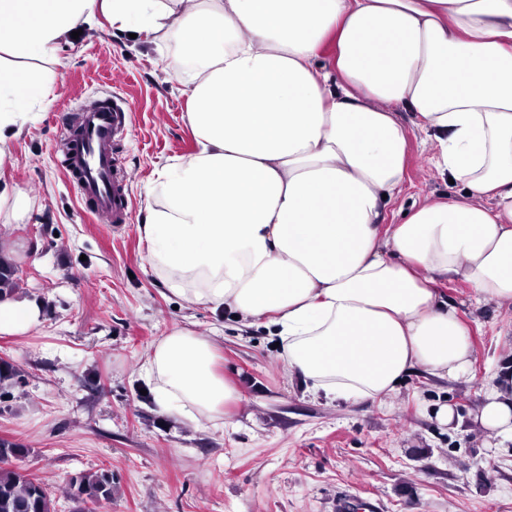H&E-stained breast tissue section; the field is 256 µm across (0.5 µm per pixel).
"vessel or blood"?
<instances>
[{
    "mask_svg": "<svg viewBox=\"0 0 512 512\" xmlns=\"http://www.w3.org/2000/svg\"><path fill=\"white\" fill-rule=\"evenodd\" d=\"M132 109L117 96L81 108L68 133L61 167L89 211L105 224H123L129 202L113 148L128 129Z\"/></svg>",
    "mask_w": 512,
    "mask_h": 512,
    "instance_id": "vessel-or-blood-1",
    "label": "vessel or blood"
}]
</instances>
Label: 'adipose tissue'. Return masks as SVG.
<instances>
[{
    "mask_svg": "<svg viewBox=\"0 0 512 512\" xmlns=\"http://www.w3.org/2000/svg\"><path fill=\"white\" fill-rule=\"evenodd\" d=\"M177 39L197 150L158 173L138 232L174 295L273 328L314 392L361 401L420 369L469 372L467 326L438 289L512 305V0H0V167L48 93L37 64L78 27ZM335 35L330 67L320 47ZM413 113L464 194L385 225ZM0 300V333L40 325ZM160 412L214 421L241 398L189 328L142 364ZM474 424L512 437V368Z\"/></svg>",
    "mask_w": 512,
    "mask_h": 512,
    "instance_id": "adipose-tissue-1",
    "label": "adipose tissue"
}]
</instances>
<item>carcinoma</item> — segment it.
<instances>
[{
  "label": "carcinoma",
  "mask_w": 512,
  "mask_h": 512,
  "mask_svg": "<svg viewBox=\"0 0 512 512\" xmlns=\"http://www.w3.org/2000/svg\"><path fill=\"white\" fill-rule=\"evenodd\" d=\"M19 287L18 269L14 261L0 252V297ZM22 383L19 369L11 361L0 358V392ZM0 448L10 450V458L0 457V512H55L51 492L14 461L26 456L29 449L7 439ZM112 472L100 469L79 473L68 481L65 493L75 503V512H96L103 502L112 500Z\"/></svg>",
  "instance_id": "cac0c4a2"
}]
</instances>
